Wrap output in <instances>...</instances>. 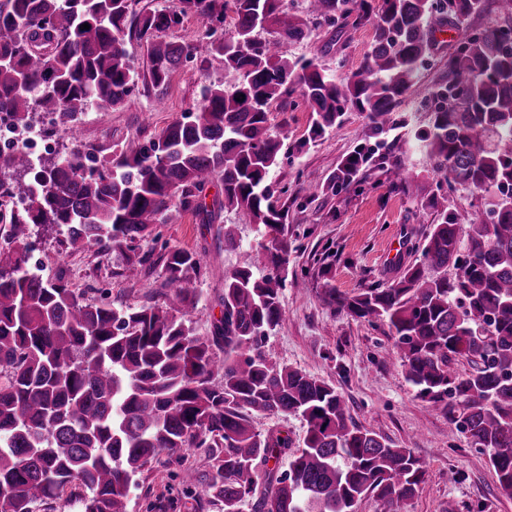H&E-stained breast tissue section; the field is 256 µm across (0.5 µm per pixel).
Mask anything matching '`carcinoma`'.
<instances>
[{
  "instance_id": "cac0c4a2",
  "label": "carcinoma",
  "mask_w": 512,
  "mask_h": 512,
  "mask_svg": "<svg viewBox=\"0 0 512 512\" xmlns=\"http://www.w3.org/2000/svg\"><path fill=\"white\" fill-rule=\"evenodd\" d=\"M484 0H308L317 20L342 28L370 21L374 41L364 63L336 78L314 59H287L283 42L309 35L284 0H175L135 12L133 0H0V118L14 124L42 110L79 140L78 115L92 104H123L141 74L126 48L136 37L152 85H167L184 61L212 54L239 75L235 90L203 89L200 103L145 143L130 142L109 159L81 148L59 161L34 163L23 150L0 152V207L11 211L0 258V512H35L78 486V512H127L133 477L161 454L209 449L207 496L224 512H355L375 498L397 512L423 481L410 448L356 424L329 383L268 358L265 340L283 317L281 290L292 241L288 210L269 180L288 122L272 130L273 101L292 91L311 112L304 147L367 114L370 136L395 124L393 110L435 48L432 28L456 26ZM494 23L448 57V80L430 107L429 130L416 138L448 189L489 194L467 218L448 198L421 197L436 214L418 257L385 288L349 296L324 285L322 301L353 317L385 321L393 354L417 396L483 448L501 489L512 493V0H494ZM232 12L235 35L214 38ZM194 15L207 40L183 44L160 32ZM88 24L89 29L80 26ZM271 28L275 38L261 36ZM245 99L237 101L239 95ZM374 162L361 143L343 158L323 191L350 190ZM221 189L212 206L206 190ZM262 226L269 245L224 274V317L215 334L197 336L188 314L200 300L202 258L177 248L162 259L164 287L180 305L139 309L83 305L61 280L29 265V225L66 229L64 251L120 252L130 266L150 254L138 242L190 212L213 224L224 210ZM267 274L254 277L253 268ZM224 357H214V348ZM466 361L460 372L455 364ZM221 384H214V378ZM253 414L299 415L306 435L296 447L281 431L260 432ZM291 452L288 472L258 465Z\"/></svg>"
}]
</instances>
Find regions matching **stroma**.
Returning a JSON list of instances; mask_svg holds the SVG:
<instances>
[{
    "instance_id": "stroma-1",
    "label": "stroma",
    "mask_w": 512,
    "mask_h": 512,
    "mask_svg": "<svg viewBox=\"0 0 512 512\" xmlns=\"http://www.w3.org/2000/svg\"><path fill=\"white\" fill-rule=\"evenodd\" d=\"M494 19L492 12L480 11L447 34L396 105L399 127L381 137L383 152L397 160L424 191L436 190L444 178L415 146L413 134L429 124L427 103L432 90L448 75L449 53ZM373 34L369 24L341 30L314 24L307 39L283 44L282 54L317 59L341 75L362 65ZM238 81L237 74L225 69L216 55L183 63L164 90L142 85L125 104L112 110L88 108L79 117L80 143L99 157L110 156L129 141L153 137L194 109L202 85L219 83L229 91ZM158 94L164 97L159 108L154 105ZM269 119L275 126L288 125V138L270 179L280 192V204L288 209L293 246L288 279L281 291L283 320L265 342L270 360L335 386L358 425L388 437L396 447L413 450L424 465L425 476L415 496L401 503L400 512H478L485 503L491 504V512H512V496L498 489L486 454L464 435L452 432L445 415L417 398L402 369L392 362L393 340L387 324L352 317L319 298L326 285L343 295L390 285L398 278L401 264L414 260L411 248L433 224V211L417 207L384 169L368 170L356 187L337 195L321 192L308 199L300 193L301 185L326 184L340 161L368 135L365 113L346 112L342 125L328 129L301 150L296 144L307 133L310 112L299 94L273 102ZM223 227L232 231L235 247H225L218 240L217 231ZM158 230L159 238L142 241L141 251L158 257L177 247L202 255L201 299L189 320L195 334L213 335L222 318L225 273L243 266L252 251L267 244V237L261 227L234 210L223 211L220 220L210 226L200 224L192 214L177 213ZM61 240L58 229L32 227L29 263L45 279L67 281L81 303L176 307V300L163 286L160 267L130 268L119 253L104 256L93 248L64 258ZM187 468L196 476L192 491L201 498L197 512H223L219 502L202 496L210 471L205 448H185L178 456L164 455L152 463L129 491V512H168L166 501L172 486Z\"/></svg>"
}]
</instances>
